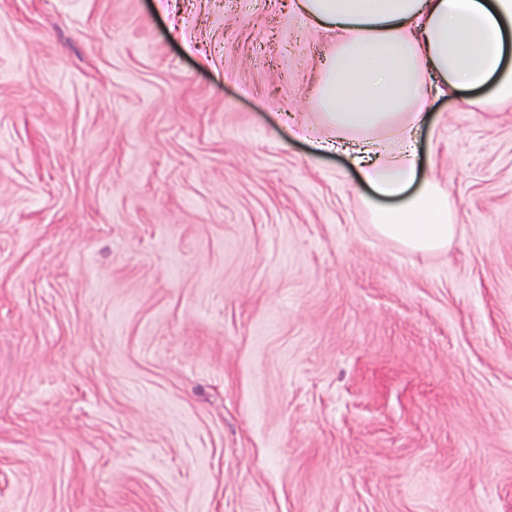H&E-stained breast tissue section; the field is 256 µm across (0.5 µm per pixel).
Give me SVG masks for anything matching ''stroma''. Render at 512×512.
Masks as SVG:
<instances>
[{
  "label": "stroma",
  "mask_w": 512,
  "mask_h": 512,
  "mask_svg": "<svg viewBox=\"0 0 512 512\" xmlns=\"http://www.w3.org/2000/svg\"><path fill=\"white\" fill-rule=\"evenodd\" d=\"M290 0H0V512H512V105L433 98L378 233Z\"/></svg>",
  "instance_id": "1"
}]
</instances>
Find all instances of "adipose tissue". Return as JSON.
<instances>
[{
	"label": "adipose tissue",
	"instance_id": "adipose-tissue-1",
	"mask_svg": "<svg viewBox=\"0 0 512 512\" xmlns=\"http://www.w3.org/2000/svg\"><path fill=\"white\" fill-rule=\"evenodd\" d=\"M334 41L314 106L348 142L361 182L386 206L373 220L383 236L417 252L454 238L448 194L424 176L415 133L430 94L484 92L512 104V0H295Z\"/></svg>",
	"mask_w": 512,
	"mask_h": 512
}]
</instances>
